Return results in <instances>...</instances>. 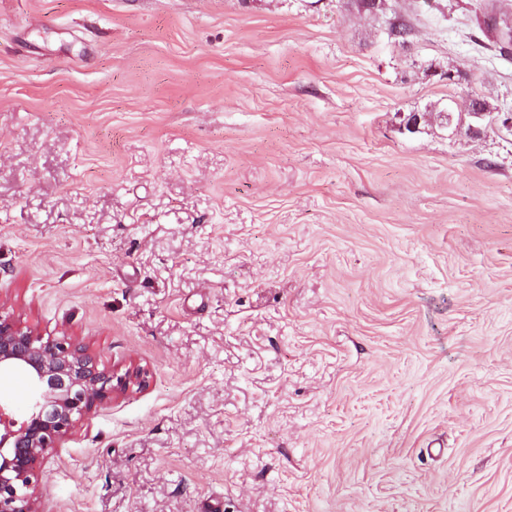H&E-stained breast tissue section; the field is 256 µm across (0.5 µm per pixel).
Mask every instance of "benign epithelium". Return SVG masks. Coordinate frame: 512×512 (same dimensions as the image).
I'll list each match as a JSON object with an SVG mask.
<instances>
[{"instance_id":"obj_1","label":"benign epithelium","mask_w":512,"mask_h":512,"mask_svg":"<svg viewBox=\"0 0 512 512\" xmlns=\"http://www.w3.org/2000/svg\"><path fill=\"white\" fill-rule=\"evenodd\" d=\"M20 372L29 383L22 419L0 402V512H39L37 465L98 407L146 384L136 362L125 371L99 368L84 340L43 337L0 313V372Z\"/></svg>"}]
</instances>
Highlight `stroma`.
<instances>
[{
  "instance_id": "obj_1",
  "label": "stroma",
  "mask_w": 512,
  "mask_h": 512,
  "mask_svg": "<svg viewBox=\"0 0 512 512\" xmlns=\"http://www.w3.org/2000/svg\"><path fill=\"white\" fill-rule=\"evenodd\" d=\"M491 3L0 0V310L148 371L40 512H512Z\"/></svg>"
}]
</instances>
